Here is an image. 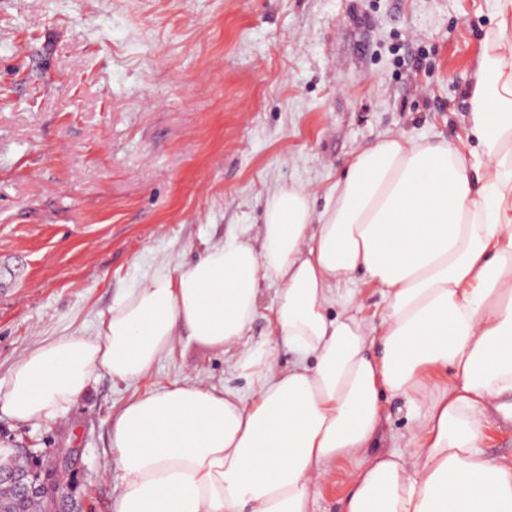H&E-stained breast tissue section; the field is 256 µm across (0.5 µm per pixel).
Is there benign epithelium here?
I'll return each instance as SVG.
<instances>
[{"label": "benign epithelium", "mask_w": 512, "mask_h": 512, "mask_svg": "<svg viewBox=\"0 0 512 512\" xmlns=\"http://www.w3.org/2000/svg\"><path fill=\"white\" fill-rule=\"evenodd\" d=\"M22 456L23 451L19 450L12 455V460L0 461V487H5L15 502L41 500L45 502L44 512H81L64 488L69 476L67 455L55 452L45 458L35 455L39 465L36 472L18 464Z\"/></svg>", "instance_id": "benign-epithelium-1"}]
</instances>
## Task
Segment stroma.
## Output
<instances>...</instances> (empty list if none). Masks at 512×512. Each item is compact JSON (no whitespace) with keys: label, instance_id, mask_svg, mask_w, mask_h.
<instances>
[{"label":"stroma","instance_id":"obj_1","mask_svg":"<svg viewBox=\"0 0 512 512\" xmlns=\"http://www.w3.org/2000/svg\"><path fill=\"white\" fill-rule=\"evenodd\" d=\"M490 0H0V377L39 336H91L100 312L171 259L245 231L262 241L277 189L315 211L359 150L385 135L472 149L466 91ZM265 284L240 348L274 349ZM232 351L176 337L129 382L101 375L56 421L0 411V441L73 448L82 512H114L108 422L173 383L248 392ZM378 451L407 452L405 398L386 401ZM348 460L313 512H340Z\"/></svg>","mask_w":512,"mask_h":512}]
</instances>
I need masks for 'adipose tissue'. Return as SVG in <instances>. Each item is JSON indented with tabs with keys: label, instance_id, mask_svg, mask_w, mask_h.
Segmentation results:
<instances>
[{
	"label": "adipose tissue",
	"instance_id": "adipose-tissue-1",
	"mask_svg": "<svg viewBox=\"0 0 512 512\" xmlns=\"http://www.w3.org/2000/svg\"><path fill=\"white\" fill-rule=\"evenodd\" d=\"M491 11L467 89L478 150L389 135L351 159L322 213L303 188L277 191L261 250L233 234L163 263L95 335L38 339L0 378V404L51 421L100 373L148 374L179 333L234 346L271 282L293 364L248 350V394L175 383L129 400L110 424L115 512H312L325 469L374 443L387 393L423 410L412 450L351 471L342 512H512V463L483 448L488 405L512 394V0ZM358 278L382 293L379 327Z\"/></svg>",
	"mask_w": 512,
	"mask_h": 512
}]
</instances>
